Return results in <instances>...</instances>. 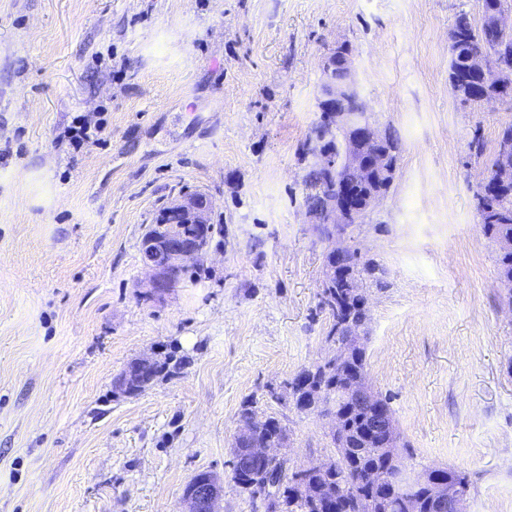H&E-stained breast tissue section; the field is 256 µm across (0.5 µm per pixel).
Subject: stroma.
I'll use <instances>...</instances> for the list:
<instances>
[{
	"label": "stroma",
	"mask_w": 512,
	"mask_h": 512,
	"mask_svg": "<svg viewBox=\"0 0 512 512\" xmlns=\"http://www.w3.org/2000/svg\"><path fill=\"white\" fill-rule=\"evenodd\" d=\"M461 12L480 21L479 0H0V512H182L203 471L221 512H264L231 477L247 406L285 427L289 467L334 457L282 390L330 351L300 153L341 43L402 143L345 239L385 270L369 382L413 467L466 473V512H512V303L474 208L512 101L452 97ZM80 116L102 130L77 149ZM193 191L221 231L202 272L146 299L141 238ZM170 352L179 369L114 395Z\"/></svg>",
	"instance_id": "1"
}]
</instances>
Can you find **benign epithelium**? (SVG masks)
I'll list each match as a JSON object with an SVG mask.
<instances>
[{
    "label": "benign epithelium",
    "mask_w": 512,
    "mask_h": 512,
    "mask_svg": "<svg viewBox=\"0 0 512 512\" xmlns=\"http://www.w3.org/2000/svg\"><path fill=\"white\" fill-rule=\"evenodd\" d=\"M487 24L497 29L503 38L512 36V12L509 10L495 14ZM470 64L477 73H493L494 79L500 85L512 83V71L495 68L493 58L488 54L473 56ZM333 69L332 62L325 61L322 68L324 97L319 108L324 116L336 124V133L343 141L346 164L356 172L358 180L365 181L374 171L392 168L388 153L380 148L383 131L381 127L369 122L367 113L349 109L347 99L355 89V83H350L346 88L336 87ZM453 94L464 105L479 106L490 100V97L474 89L456 88ZM320 139L321 133L318 130L309 134L307 154L312 156L313 162L322 171L331 173L336 167V155L332 151L321 149L318 145ZM380 200L379 195L358 196L345 189L337 196L332 193L326 195L324 209L318 212L308 209L306 216L309 223L323 224L330 229L333 244L329 254L342 257L351 252L344 245L346 231L355 224L363 223L366 213ZM167 211L178 216L181 223L194 225V232L184 234L175 225L163 223L144 235L141 253L143 264L151 273V289L146 293L150 299H159L177 287L187 269L206 255L209 245L212 201L208 195H180L169 203ZM364 340L362 332L350 335L344 344L336 347L332 356L314 363L310 371H315L318 366L334 367L338 372L344 370L350 363L354 349L362 346ZM154 362L155 359L151 356H143L138 360V380L143 388L149 387L151 383ZM303 390L305 393L298 405L299 411L318 416L327 425L329 434L338 438L343 436V418L334 399L318 396L306 385ZM344 393L348 397L364 400L372 407L371 422L364 429L365 446L376 447L387 456L386 467L380 472V476L359 472L355 475V481L371 480L375 484H381L387 488L390 498L412 507L417 505L419 492L426 486L436 512H464L462 498L448 484V480L441 476V468H428L416 473L399 462V436L391 409L371 390L365 372H359ZM280 446L281 443L277 441L255 444L249 449V458L260 467H269L276 462L284 464L286 460L278 456ZM221 492L220 484L212 473L202 472L195 475L184 490L185 512H219Z\"/></svg>",
    "instance_id": "obj_1"
}]
</instances>
